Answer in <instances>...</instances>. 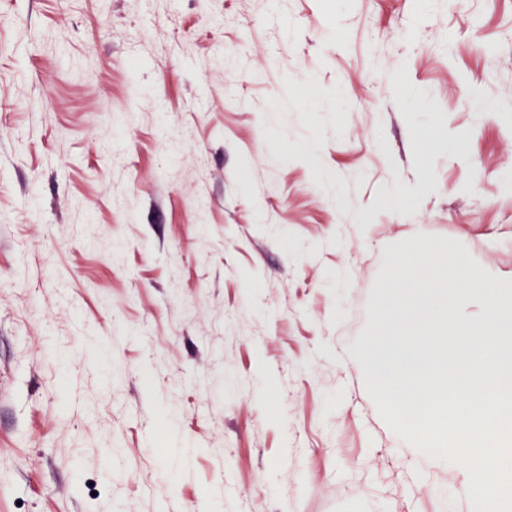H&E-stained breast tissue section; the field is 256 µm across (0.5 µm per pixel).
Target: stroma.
<instances>
[{
  "mask_svg": "<svg viewBox=\"0 0 512 512\" xmlns=\"http://www.w3.org/2000/svg\"><path fill=\"white\" fill-rule=\"evenodd\" d=\"M420 234L512 281V0H0V512H471L353 354Z\"/></svg>",
  "mask_w": 512,
  "mask_h": 512,
  "instance_id": "1",
  "label": "stroma"
}]
</instances>
